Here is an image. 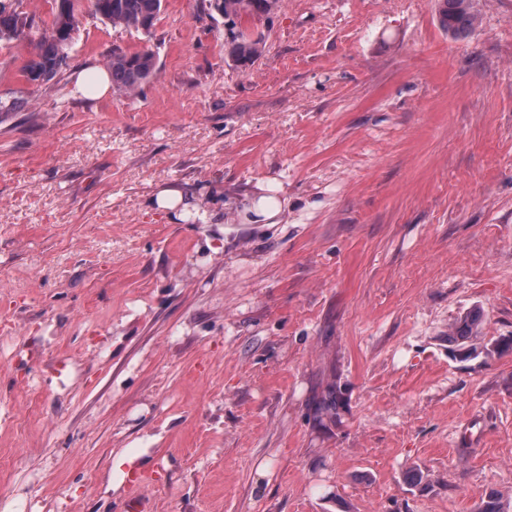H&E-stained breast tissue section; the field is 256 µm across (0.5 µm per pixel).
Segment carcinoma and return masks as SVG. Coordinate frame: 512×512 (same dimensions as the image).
<instances>
[{
  "label": "carcinoma",
  "instance_id": "cac0c4a2",
  "mask_svg": "<svg viewBox=\"0 0 512 512\" xmlns=\"http://www.w3.org/2000/svg\"><path fill=\"white\" fill-rule=\"evenodd\" d=\"M69 14L62 16L51 9L50 18H36L20 9L23 0H0V43L27 42L32 52L21 67L30 84L47 85L57 81L66 70L69 50L83 18L82 0H64ZM280 0H211L210 10L224 17L227 33L225 52L236 66L250 67L262 58L266 33L253 34L247 24L263 23L279 7ZM440 25L453 38L472 31L477 21L474 0H438ZM163 0H90L92 15L113 27L148 35L162 12ZM106 69L112 89L134 93L155 76L156 55L149 49L128 52L114 49L106 56ZM481 314L472 310L458 323L455 334L448 337L453 351L465 360L479 357L481 351L471 344Z\"/></svg>",
  "mask_w": 512,
  "mask_h": 512
}]
</instances>
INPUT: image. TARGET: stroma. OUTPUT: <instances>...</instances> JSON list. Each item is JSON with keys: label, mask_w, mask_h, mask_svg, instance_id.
<instances>
[{"label": "stroma", "mask_w": 512, "mask_h": 512, "mask_svg": "<svg viewBox=\"0 0 512 512\" xmlns=\"http://www.w3.org/2000/svg\"><path fill=\"white\" fill-rule=\"evenodd\" d=\"M477 7L454 41L436 0H282L239 69L164 0L84 16L42 87L0 43V512H512V0ZM115 46L156 76L79 97ZM173 184L223 223L150 208ZM92 15L113 27L148 35L162 12L163 0H90ZM243 213L247 219L251 221L250 224H273L276 223L275 219L282 210V204L273 197L260 196L257 199H252L243 202ZM252 214L253 217H248ZM480 320V311H469L459 320L455 334L448 336L449 345L455 346L453 351L459 352V355L465 360L475 359L484 352L483 350L479 351L478 347L474 344H468L475 337L473 336L474 329L478 326Z\"/></svg>", "instance_id": "1"}]
</instances>
